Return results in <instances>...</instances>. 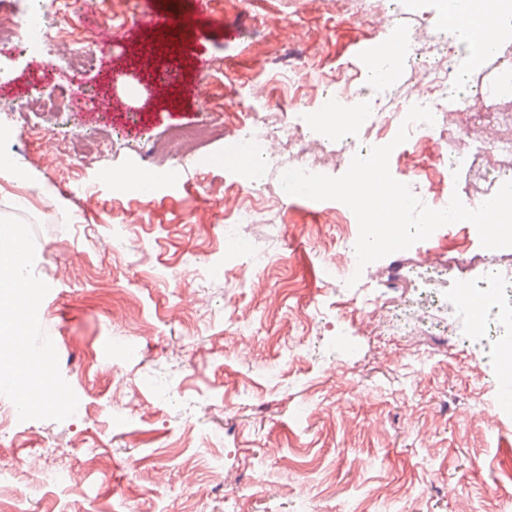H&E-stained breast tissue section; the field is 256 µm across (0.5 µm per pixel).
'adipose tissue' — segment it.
I'll use <instances>...</instances> for the list:
<instances>
[{"mask_svg": "<svg viewBox=\"0 0 512 512\" xmlns=\"http://www.w3.org/2000/svg\"><path fill=\"white\" fill-rule=\"evenodd\" d=\"M35 304V290L25 271L19 238L11 227L0 226V349L13 354L19 369L13 382L26 406H51L53 385L24 343L25 324Z\"/></svg>", "mask_w": 512, "mask_h": 512, "instance_id": "obj_1", "label": "adipose tissue"}]
</instances>
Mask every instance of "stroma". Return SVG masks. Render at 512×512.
I'll list each match as a JSON object with an SVG mask.
<instances>
[{"label":"stroma","instance_id":"1","mask_svg":"<svg viewBox=\"0 0 512 512\" xmlns=\"http://www.w3.org/2000/svg\"><path fill=\"white\" fill-rule=\"evenodd\" d=\"M37 6L72 52L0 43V151L14 170L0 178V223L24 228L38 286L27 342L53 332L40 361L62 403L0 426V501L16 512H180L195 492L197 512H484L495 492L512 512V410L498 405L487 341L470 331L486 307L446 314L461 323L453 345L435 324L402 331L418 309L437 314L472 291L512 248L484 249L471 224L455 223L373 262L364 276L372 286L388 270L409 277L393 333L356 304L357 288L327 272V260L348 261L336 240L355 215L335 200L285 196L271 167L260 169L255 193H241L227 159L249 110L282 113L332 150L336 133L320 121L341 93L401 107L429 91L432 76L407 63L388 87L375 84L370 50L385 35L377 21L343 18L336 0H121L123 36L85 74L110 110L87 101L26 112L33 90L68 89L104 23L78 0L62 11L51 0ZM445 8L407 0L399 38L440 50L442 69L464 74L457 96L481 90L484 116L511 112L494 86L512 37L471 57ZM171 13L188 29L176 60L144 67L160 31L137 18ZM257 83L265 93L255 101ZM215 114L223 136L174 160L172 173L158 171L157 191L142 196L132 179L148 167L142 147ZM38 127L56 139L37 137ZM60 138L70 139L72 162L57 169L46 160ZM95 140L111 141L110 154L94 159ZM405 146L407 156L389 163L397 179H426L421 163L456 148L415 138ZM447 183L464 201L497 191L475 166ZM228 201L266 212L240 229L251 248L243 260L224 239ZM459 251L475 261L464 276L446 269ZM75 266L78 276L63 279ZM116 375L127 383L119 402ZM94 455L103 465H89ZM396 485L408 497H390Z\"/></svg>","mask_w":512,"mask_h":512}]
</instances>
